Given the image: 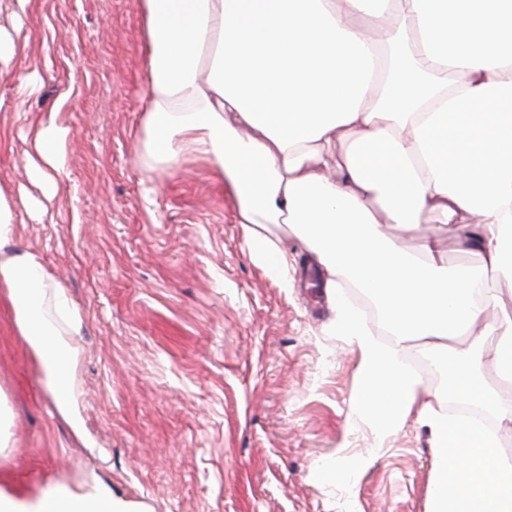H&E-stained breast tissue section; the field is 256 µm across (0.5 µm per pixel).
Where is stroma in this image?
I'll use <instances>...</instances> for the list:
<instances>
[{
	"label": "stroma",
	"mask_w": 512,
	"mask_h": 512,
	"mask_svg": "<svg viewBox=\"0 0 512 512\" xmlns=\"http://www.w3.org/2000/svg\"><path fill=\"white\" fill-rule=\"evenodd\" d=\"M25 50L0 73V186L36 194L21 157L26 117L68 127L53 223L16 216L81 314L77 378L84 448L0 298V392L12 446L0 489L107 485L133 512H427L435 461L414 422L391 429L352 405L359 356L333 335L317 264L295 254L283 287L244 245L237 205L208 163L148 161L138 0H32ZM38 73L20 100L18 77ZM355 454L373 464L350 468Z\"/></svg>",
	"instance_id": "35a3bbf8"
}]
</instances>
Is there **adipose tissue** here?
I'll return each instance as SVG.
<instances>
[{
  "instance_id": "obj_1",
  "label": "adipose tissue",
  "mask_w": 512,
  "mask_h": 512,
  "mask_svg": "<svg viewBox=\"0 0 512 512\" xmlns=\"http://www.w3.org/2000/svg\"><path fill=\"white\" fill-rule=\"evenodd\" d=\"M139 0L148 44L143 129L156 168L187 156L210 163L230 188L253 261L290 285L293 258L270 235L288 225L319 265L336 301L330 329L359 355L357 409L432 438L429 512H512V314L490 276L512 281V0ZM412 54L385 60L361 18L391 3ZM23 166L38 197L0 187V288L29 341L45 390L82 434L76 381L81 316L41 255L15 245V212L50 217L67 162L68 130L50 112L31 122ZM458 228L479 255L448 267L432 239L416 251L382 222L411 230L425 215ZM373 294V323L347 289ZM470 336L468 348L451 344ZM496 336L484 354L487 336ZM444 359L449 400L489 412L494 433L420 402L410 347ZM501 387L487 386L484 365ZM0 512H128L105 484L61 483L32 502L0 492Z\"/></svg>"
}]
</instances>
